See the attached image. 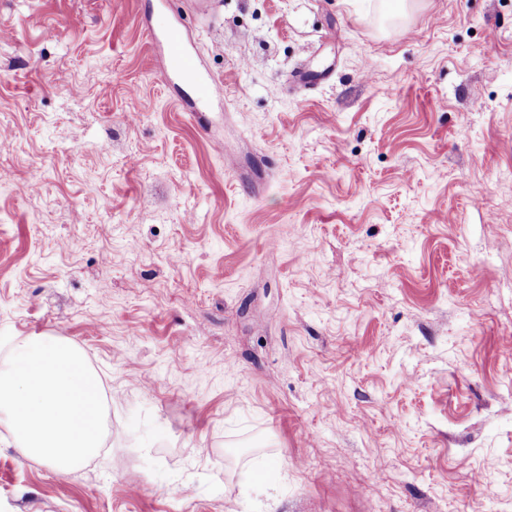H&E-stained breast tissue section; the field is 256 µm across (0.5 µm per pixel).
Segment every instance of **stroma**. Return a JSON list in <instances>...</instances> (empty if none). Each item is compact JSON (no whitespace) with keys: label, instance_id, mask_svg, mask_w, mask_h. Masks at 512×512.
<instances>
[{"label":"stroma","instance_id":"stroma-1","mask_svg":"<svg viewBox=\"0 0 512 512\" xmlns=\"http://www.w3.org/2000/svg\"><path fill=\"white\" fill-rule=\"evenodd\" d=\"M223 2L0 0V361L106 405L0 512H512V0ZM166 46V69L164 77L186 78L192 81L195 98L187 100L191 111L209 101L212 90V79L204 76L197 68V56L189 52L185 46L180 29L170 28L164 33Z\"/></svg>","mask_w":512,"mask_h":512}]
</instances>
